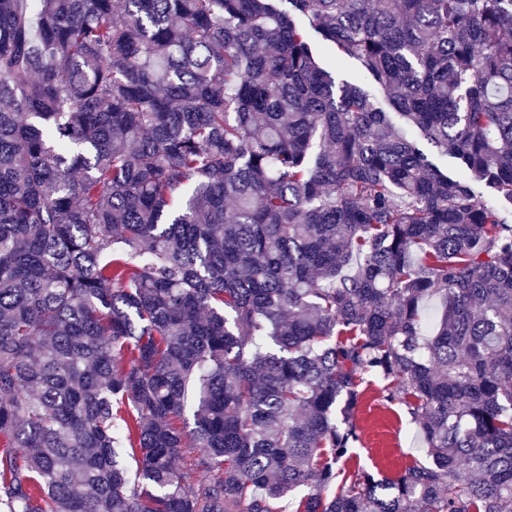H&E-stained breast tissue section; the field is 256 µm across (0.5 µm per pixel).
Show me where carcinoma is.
<instances>
[{"label":"carcinoma","instance_id":"cac0c4a2","mask_svg":"<svg viewBox=\"0 0 512 512\" xmlns=\"http://www.w3.org/2000/svg\"><path fill=\"white\" fill-rule=\"evenodd\" d=\"M509 29L0 0V512H512ZM369 377L428 461L346 466ZM334 71L336 72L337 80L348 79L364 84L369 92L373 95L379 106L385 108L388 112H394L388 108L385 101L380 96V93H378L377 89L373 87L367 80H365L358 67L353 62L342 64L341 66L336 67V70H333V72Z\"/></svg>","mask_w":512,"mask_h":512}]
</instances>
